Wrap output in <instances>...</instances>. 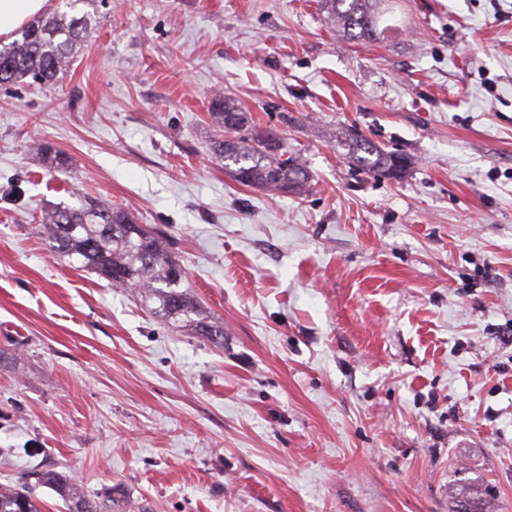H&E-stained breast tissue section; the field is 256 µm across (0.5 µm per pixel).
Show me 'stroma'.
<instances>
[{"instance_id":"1","label":"stroma","mask_w":512,"mask_h":512,"mask_svg":"<svg viewBox=\"0 0 512 512\" xmlns=\"http://www.w3.org/2000/svg\"><path fill=\"white\" fill-rule=\"evenodd\" d=\"M352 42L319 0H106L59 83L0 86V486L70 471L126 512H512V0H402ZM301 153L231 180L214 91ZM355 131L405 155L355 171ZM69 160L51 172L30 151ZM164 233L216 345L52 258L41 206Z\"/></svg>"}]
</instances>
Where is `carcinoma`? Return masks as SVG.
I'll use <instances>...</instances> for the list:
<instances>
[{"instance_id": "1", "label": "carcinoma", "mask_w": 512, "mask_h": 512, "mask_svg": "<svg viewBox=\"0 0 512 512\" xmlns=\"http://www.w3.org/2000/svg\"><path fill=\"white\" fill-rule=\"evenodd\" d=\"M97 3L65 0V10L33 21L21 28L17 39L0 45V85L27 78L40 86L59 82L91 28ZM320 9L327 26L352 41L380 40L396 30L390 23L396 11L379 13L377 0H320ZM209 116L214 128L212 154L224 161V171L236 182L295 195L310 185L305 163L283 151L276 135L256 130L251 114L234 101L214 97ZM341 146L346 159L372 177L386 176L395 165L400 174L408 167L405 157L359 135L345 137ZM36 150L50 169L69 168L67 157L51 145L40 143ZM74 198L72 205L57 204L41 211L39 229L52 255L98 272L115 288L137 292L171 325L190 335L205 336L217 344L224 341V324L184 289L186 271L173 259L163 237L137 224L125 210L79 193ZM39 486L53 490L65 512H102L112 508V495H120L111 487L107 503L102 504L86 495L71 474L39 469L23 475L12 487H0V512H43V502L34 494Z\"/></svg>"}]
</instances>
